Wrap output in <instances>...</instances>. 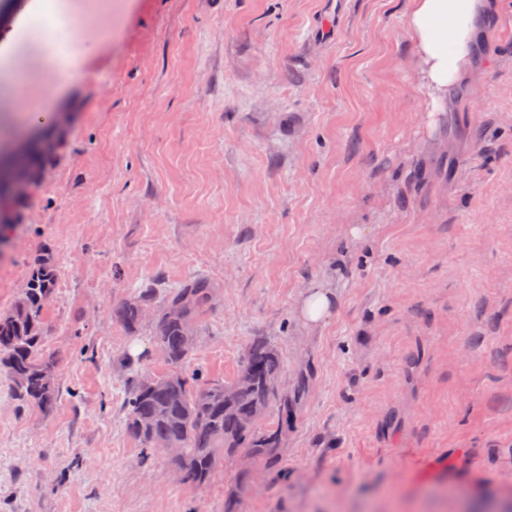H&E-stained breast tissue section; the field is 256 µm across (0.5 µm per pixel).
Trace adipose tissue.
Wrapping results in <instances>:
<instances>
[{
  "label": "adipose tissue",
  "mask_w": 512,
  "mask_h": 512,
  "mask_svg": "<svg viewBox=\"0 0 512 512\" xmlns=\"http://www.w3.org/2000/svg\"><path fill=\"white\" fill-rule=\"evenodd\" d=\"M490 0H410L405 27L419 63V86L433 109L451 100L480 63Z\"/></svg>",
  "instance_id": "obj_1"
}]
</instances>
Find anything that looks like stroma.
I'll list each match as a JSON object with an SVG mask.
<instances>
[{"mask_svg":"<svg viewBox=\"0 0 512 512\" xmlns=\"http://www.w3.org/2000/svg\"><path fill=\"white\" fill-rule=\"evenodd\" d=\"M483 67L435 114L409 0H72L107 37L43 100L61 139L0 249V314L46 252L49 409L0 373V512H502L512 472V0ZM205 277L190 370L231 382L267 339L308 387L273 464L203 489L127 430L161 375L156 320L112 310ZM312 288L334 296L310 324Z\"/></svg>","mask_w":512,"mask_h":512,"instance_id":"obj_1","label":"stroma"}]
</instances>
